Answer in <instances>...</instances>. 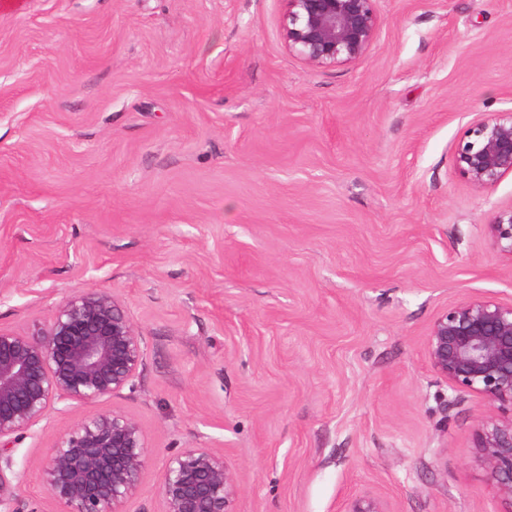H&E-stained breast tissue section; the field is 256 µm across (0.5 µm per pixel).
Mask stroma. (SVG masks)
Listing matches in <instances>:
<instances>
[{
	"mask_svg": "<svg viewBox=\"0 0 512 512\" xmlns=\"http://www.w3.org/2000/svg\"><path fill=\"white\" fill-rule=\"evenodd\" d=\"M358 62L309 67L281 0H0V326L108 289L144 336L135 390L58 402L13 451L16 512L76 421L133 416L162 512L175 448L223 453L236 512H505L489 410L433 371L434 319L512 303L486 189L453 145L512 108V0H380Z\"/></svg>",
	"mask_w": 512,
	"mask_h": 512,
	"instance_id": "stroma-1",
	"label": "stroma"
}]
</instances>
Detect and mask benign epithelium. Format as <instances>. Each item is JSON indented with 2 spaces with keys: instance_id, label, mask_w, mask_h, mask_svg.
Wrapping results in <instances>:
<instances>
[{
  "instance_id": "obj_1",
  "label": "benign epithelium",
  "mask_w": 512,
  "mask_h": 512,
  "mask_svg": "<svg viewBox=\"0 0 512 512\" xmlns=\"http://www.w3.org/2000/svg\"><path fill=\"white\" fill-rule=\"evenodd\" d=\"M288 54L312 67L354 63L374 44L379 0H282ZM459 174L474 188L512 174V108L470 121L455 143ZM491 228L512 257V208ZM434 372L455 392L480 397L494 414L474 448L502 500L512 505V305L463 298L433 321L425 345ZM147 343L118 298L92 289L65 300L29 332L0 327V512H15L19 485L8 448L32 431L57 401L87 403L135 387ZM139 423L121 411L83 418L58 437L41 463L57 512H128L149 465ZM163 512H236L238 484L224 455L210 448L173 453L160 482ZM346 512H387L373 496Z\"/></svg>"
}]
</instances>
